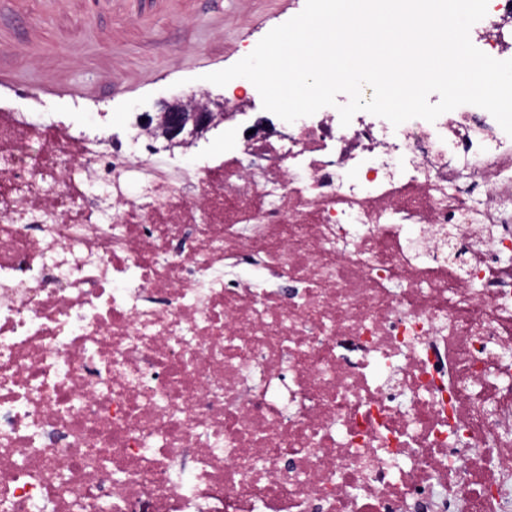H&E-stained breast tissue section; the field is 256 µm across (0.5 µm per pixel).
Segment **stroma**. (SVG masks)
<instances>
[{
	"label": "stroma",
	"mask_w": 512,
	"mask_h": 512,
	"mask_svg": "<svg viewBox=\"0 0 512 512\" xmlns=\"http://www.w3.org/2000/svg\"><path fill=\"white\" fill-rule=\"evenodd\" d=\"M305 0H0V103L46 129L74 126L102 149L128 143L143 114L176 98H220L228 68ZM224 127L192 146L139 142L145 160L194 169L224 156Z\"/></svg>",
	"instance_id": "1"
}]
</instances>
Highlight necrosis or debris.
I'll return each instance as SVG.
<instances>
[{
	"label": "necrosis or debris",
	"mask_w": 512,
	"mask_h": 512,
	"mask_svg": "<svg viewBox=\"0 0 512 512\" xmlns=\"http://www.w3.org/2000/svg\"><path fill=\"white\" fill-rule=\"evenodd\" d=\"M254 106L132 197L114 149L108 222L94 137L0 113V512H512V137Z\"/></svg>",
	"instance_id": "4bbe7bcc"
}]
</instances>
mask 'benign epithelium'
<instances>
[{"label": "benign epithelium", "mask_w": 512, "mask_h": 512, "mask_svg": "<svg viewBox=\"0 0 512 512\" xmlns=\"http://www.w3.org/2000/svg\"><path fill=\"white\" fill-rule=\"evenodd\" d=\"M228 101L209 99L201 106L191 107L180 100L164 102L161 111L153 117L144 115L143 125L153 128L156 137L167 142V147L188 145L224 119Z\"/></svg>", "instance_id": "7a95c632"}]
</instances>
